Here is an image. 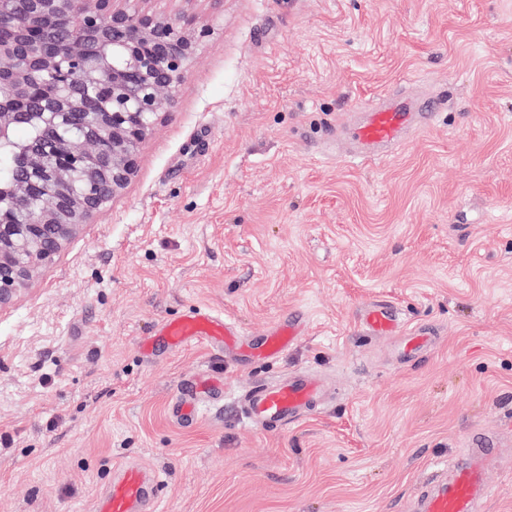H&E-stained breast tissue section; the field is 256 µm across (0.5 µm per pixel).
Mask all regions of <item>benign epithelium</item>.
Masks as SVG:
<instances>
[{"instance_id":"benign-epithelium-1","label":"benign epithelium","mask_w":512,"mask_h":512,"mask_svg":"<svg viewBox=\"0 0 512 512\" xmlns=\"http://www.w3.org/2000/svg\"><path fill=\"white\" fill-rule=\"evenodd\" d=\"M117 2L0 0V142L45 122L42 136L16 145L15 178L0 186V309L136 176L141 144L210 35L193 15ZM70 13L73 28L33 22ZM109 82L112 100L91 96ZM89 110L98 136L77 144L58 130V118L72 125ZM78 177L92 190L77 191Z\"/></svg>"}]
</instances>
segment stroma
Instances as JSON below:
<instances>
[{
	"label": "stroma",
	"mask_w": 512,
	"mask_h": 512,
	"mask_svg": "<svg viewBox=\"0 0 512 512\" xmlns=\"http://www.w3.org/2000/svg\"><path fill=\"white\" fill-rule=\"evenodd\" d=\"M150 7L211 34L135 178L0 309V512H98L129 461L166 474L163 512H408L474 432L500 443L483 512H512V0ZM390 94L439 113L350 162L331 134ZM373 299L423 357L359 327ZM190 305L255 341L291 308L307 327L266 360L153 339ZM297 368L322 414L242 421L234 394ZM204 375L223 402L182 428ZM428 333L418 330L414 336H405L401 344V355L404 359H411L427 351L431 346ZM221 388V382L199 378H194L181 385L175 394L173 409L180 424H193L199 421L208 407L219 402L216 392ZM205 400L208 404L205 403Z\"/></svg>",
	"instance_id": "1"
}]
</instances>
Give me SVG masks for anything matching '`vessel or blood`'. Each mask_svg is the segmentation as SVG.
Masks as SVG:
<instances>
[{
  "label": "vessel or blood",
  "mask_w": 512,
  "mask_h": 512,
  "mask_svg": "<svg viewBox=\"0 0 512 512\" xmlns=\"http://www.w3.org/2000/svg\"><path fill=\"white\" fill-rule=\"evenodd\" d=\"M432 119V113L416 110L396 98L366 108L363 119L348 131L358 148L353 161L393 152L413 125ZM360 322L363 330L373 336L403 335L397 308L381 300L362 307ZM304 328L303 311L289 310L256 344L257 357L274 358L288 352L299 341ZM157 333L173 349L198 342L222 348L242 338L233 322L205 308H192L178 318L162 320ZM403 337L401 354L406 359L418 356L431 346L429 336L421 330ZM220 388V383L211 379L196 378L181 385L174 402V414L180 424L199 421L207 406L216 403ZM325 397L322 383L310 371L300 368L276 380L254 382L238 393L236 403L249 425L264 432H278L319 412ZM486 454V449L475 448L464 464H434L433 474L440 482L414 497V512H481L488 497L483 481ZM164 482L162 473L145 471L134 462L126 463L116 469L112 484L102 498L100 512H157L158 490Z\"/></svg>",
  "instance_id": "vessel-or-blood-1"
}]
</instances>
